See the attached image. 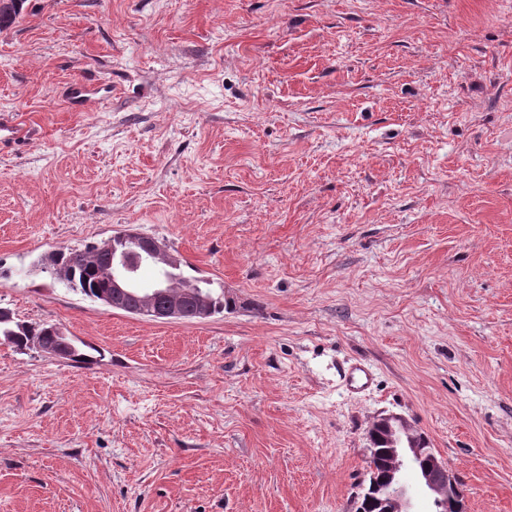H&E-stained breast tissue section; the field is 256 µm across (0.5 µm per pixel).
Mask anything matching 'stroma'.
Listing matches in <instances>:
<instances>
[{"mask_svg":"<svg viewBox=\"0 0 512 512\" xmlns=\"http://www.w3.org/2000/svg\"><path fill=\"white\" fill-rule=\"evenodd\" d=\"M2 114L0 307L93 352L0 340V512H355L386 414L512 512V0H29ZM125 230L232 309L37 266ZM98 87L92 82H76L69 93V104L78 112L92 111L99 100Z\"/></svg>","mask_w":512,"mask_h":512,"instance_id":"35a3bbf8","label":"stroma"}]
</instances>
